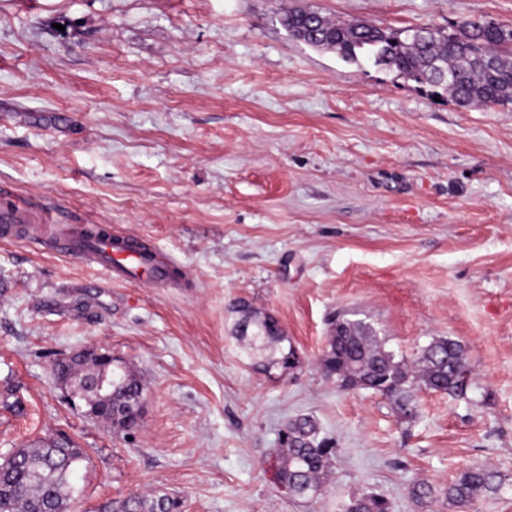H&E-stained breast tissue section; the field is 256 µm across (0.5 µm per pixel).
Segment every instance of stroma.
<instances>
[{"mask_svg": "<svg viewBox=\"0 0 512 512\" xmlns=\"http://www.w3.org/2000/svg\"><path fill=\"white\" fill-rule=\"evenodd\" d=\"M298 9L512 23V0H0V191L51 216L0 239V457L69 435L87 459L68 512L145 493L182 512H344L364 493L392 512H512V110L296 41L282 20ZM78 221L184 280L148 288L48 248ZM242 301L294 347L286 374L238 339ZM337 314L408 361L458 342L462 393L417 390L407 420L338 388L320 367ZM89 346L141 379L135 431L55 383L53 361ZM303 419L336 450L311 498L271 468ZM475 467L495 490L450 504Z\"/></svg>", "mask_w": 512, "mask_h": 512, "instance_id": "obj_1", "label": "stroma"}]
</instances>
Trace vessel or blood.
<instances>
[{"label":"vessel or blood","instance_id":"obj_1","mask_svg":"<svg viewBox=\"0 0 512 512\" xmlns=\"http://www.w3.org/2000/svg\"><path fill=\"white\" fill-rule=\"evenodd\" d=\"M86 229V224H73L67 235L52 240V248L99 265L124 280L168 281L170 266L146 260L137 249L130 247L128 240L113 234L109 225H97V235L91 239L86 238Z\"/></svg>","mask_w":512,"mask_h":512}]
</instances>
